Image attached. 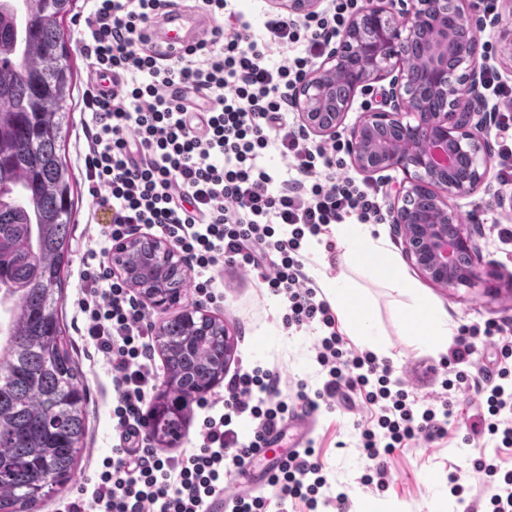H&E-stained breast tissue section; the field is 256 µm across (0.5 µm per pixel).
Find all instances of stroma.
<instances>
[{
	"mask_svg": "<svg viewBox=\"0 0 512 512\" xmlns=\"http://www.w3.org/2000/svg\"><path fill=\"white\" fill-rule=\"evenodd\" d=\"M90 9V0H75L72 11L61 24L71 48L73 71V84L66 103L71 122L63 132L61 154L76 181L74 229L69 241L70 264L62 311L88 393V431L74 475L78 482L96 480L102 459L111 455L116 444L111 418L112 374L102 355L82 340L76 325L75 301L80 293L84 259L91 251L100 250L103 245L101 229L110 220L109 214L96 209L84 167V127L90 120L84 110V97L94 74L91 60L81 48L80 33ZM503 193L502 186L495 182L490 192L480 191L453 202L462 217L474 220L472 231L482 255L483 281L476 287H461L453 293L428 282L423 285L425 293L447 309L456 326L488 320L512 326V255L502 252L496 229L497 223H512V207L499 203ZM335 241L330 228L309 241L304 273L317 285L324 278L344 276L355 287L365 289L373 300L380 341L386 349L385 356L378 359L379 364L389 366L392 379L402 382L416 399L426 401L435 397L445 376L444 354L423 349L416 336L404 328L400 310L407 301L406 296L375 280L367 267L337 263L336 252L331 248ZM215 278V287L222 294L220 301L204 300L190 287L179 303L163 310L149 309L148 314L158 325L184 308L199 306L205 313L223 321L234 339V358L227 367L228 373L261 366L278 374L279 398L292 408L294 419L287 422L283 435L274 442L273 454L282 455L294 448L298 422L311 420L308 437L314 442L327 485L316 510H308L303 502L293 501L287 506L288 512H360L368 504L377 505L380 512H485L489 490L474 463L482 456L493 457L502 470H512V448L493 447L479 433L480 395L472 390L458 395L442 438L431 442L418 439L386 455L383 459L384 488L364 485L361 478L368 472L371 462L356 446L357 427L372 420V407L364 402L359 392L353 391L348 397H337L333 404L323 403L316 411L307 412L297 398L298 391L315 394L326 379L316 362L317 331L285 328L281 301L269 293L257 274L249 269L227 262L216 271ZM202 415V410L189 406L176 436L153 441L157 454L175 456L198 445V424ZM453 475L463 487L462 493L456 496L451 494L448 482ZM342 491L348 498L340 505L336 495Z\"/></svg>",
	"mask_w": 512,
	"mask_h": 512,
	"instance_id": "1",
	"label": "stroma"
}]
</instances>
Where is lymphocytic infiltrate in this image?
Wrapping results in <instances>:
<instances>
[{"label":"lymphocytic infiltrate","instance_id":"f902f5d3","mask_svg":"<svg viewBox=\"0 0 512 512\" xmlns=\"http://www.w3.org/2000/svg\"><path fill=\"white\" fill-rule=\"evenodd\" d=\"M161 0H93L84 20L87 52L97 72L112 79L111 91L92 86L84 104L91 114L84 163L89 191L113 220L104 230L107 247L89 254L82 274L84 295L78 308L84 332L112 370L115 404L112 421L118 442L103 459L93 490L78 487L65 496L59 512H208L224 491L226 464L244 466L256 449L281 435L289 407L275 400L278 377L255 368L229 380L224 411L199 399L205 415L200 443L191 451L160 457L144 431L153 367L152 325L125 282L112 278L102 263L109 244L142 227L157 229L187 254L205 275L196 292L216 301L211 270L231 261L258 271L272 294L283 299L285 325H319L316 361L328 378L315 398L299 393L311 410L335 400L342 389L362 390L376 405V424L363 428L368 459L390 454L403 441L442 437L452 414V393L476 378L463 371L478 342L504 335L494 321L462 327L451 349L460 369L441 386L440 405L418 406L403 389L391 390L388 372L372 353L347 349L335 329L326 301L320 300L304 271L303 242L324 227L356 216L359 223L381 221L379 189L336 173L347 145L308 142L284 121L293 88L331 37L343 28L358 0H328L327 7L303 20L269 18L268 42L294 45L292 59L272 66L268 42L257 41L247 26L226 21L228 0H205L216 25L207 56L197 48L167 57L159 66L149 51L148 31L160 15ZM477 95L502 102L497 113V179L512 187V85L486 67ZM275 151L286 161L289 177L275 181L259 163ZM287 234H278L279 226ZM512 342L503 343L497 366L484 377L489 435L512 447ZM254 421V438L239 445L229 425L233 415ZM272 496L237 495L231 512H288L292 499L316 506L326 485L313 446L291 451L267 473Z\"/></svg>","mask_w":512,"mask_h":512}]
</instances>
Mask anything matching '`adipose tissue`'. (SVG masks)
<instances>
[{"label": "adipose tissue", "mask_w": 512, "mask_h": 512, "mask_svg": "<svg viewBox=\"0 0 512 512\" xmlns=\"http://www.w3.org/2000/svg\"><path fill=\"white\" fill-rule=\"evenodd\" d=\"M335 236L344 259L362 260L375 279L407 296L408 301L401 308V321L406 330L432 352L447 349L453 332L447 310L427 300L422 287L406 274L385 238L374 236L369 224L337 225ZM323 292L336 308L348 335L353 336L356 343L368 344L376 354H383L375 311L365 289L336 277L324 282Z\"/></svg>", "instance_id": "adipose-tissue-1"}]
</instances>
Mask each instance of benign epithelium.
<instances>
[{
    "mask_svg": "<svg viewBox=\"0 0 512 512\" xmlns=\"http://www.w3.org/2000/svg\"><path fill=\"white\" fill-rule=\"evenodd\" d=\"M321 0H271L287 16L317 10ZM499 28L500 17L477 19L471 0H367L349 20L337 46L296 87L291 105L302 129L318 137L340 127L357 94L381 87L382 106L362 113L349 131L347 153L368 177L400 170L404 179L389 205L392 223L405 243L407 259L429 282L453 291L480 279V250L450 204L489 184V132L495 113L478 105L483 80L467 37L477 25ZM499 56L512 63V25L499 28ZM152 248L165 270L189 279L187 259L168 239L139 235L112 248V271L131 282L126 255ZM165 309L176 299L153 288L142 294ZM180 410L149 409L145 430L158 428Z\"/></svg>",
    "mask_w": 512,
    "mask_h": 512,
    "instance_id": "benign-epithelium-1",
    "label": "benign epithelium"
}]
</instances>
